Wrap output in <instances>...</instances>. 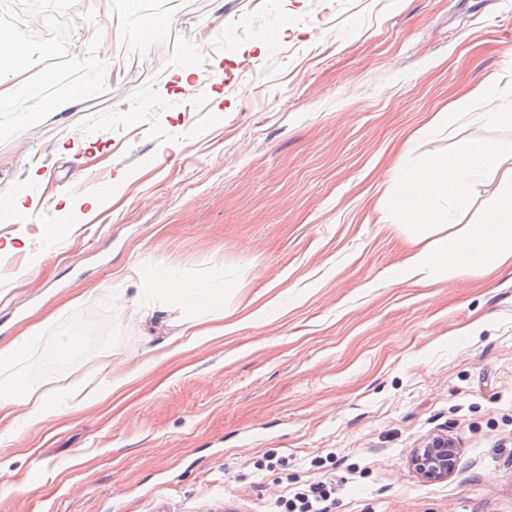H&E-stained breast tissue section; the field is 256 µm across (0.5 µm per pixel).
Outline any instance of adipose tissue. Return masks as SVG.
Masks as SVG:
<instances>
[{
    "label": "adipose tissue",
    "mask_w": 512,
    "mask_h": 512,
    "mask_svg": "<svg viewBox=\"0 0 512 512\" xmlns=\"http://www.w3.org/2000/svg\"><path fill=\"white\" fill-rule=\"evenodd\" d=\"M502 167L499 187L481 222L449 224L443 199L466 208L471 176L488 167ZM390 205L408 236L411 248L393 275L394 283H437L497 268L512 260V139H472L452 154L434 155L419 168H398L391 179ZM164 294L169 309L206 300V313L225 315L224 304L210 289L170 277Z\"/></svg>",
    "instance_id": "adipose-tissue-1"
}]
</instances>
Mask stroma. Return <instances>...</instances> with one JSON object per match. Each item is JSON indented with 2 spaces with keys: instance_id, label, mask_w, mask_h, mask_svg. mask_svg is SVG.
<instances>
[{
  "instance_id": "35a3bbf8",
  "label": "stroma",
  "mask_w": 512,
  "mask_h": 512,
  "mask_svg": "<svg viewBox=\"0 0 512 512\" xmlns=\"http://www.w3.org/2000/svg\"><path fill=\"white\" fill-rule=\"evenodd\" d=\"M41 4L51 52L0 16L31 106L0 100V206H26L0 223V345L26 341L0 391L59 408L0 411V512H273L317 482L331 512H512V266L389 284L409 243L379 215L392 166L512 138L481 118L512 110V0ZM108 51L135 63L107 86ZM76 183L98 207L60 213ZM161 271L227 317L145 318ZM62 336L66 369L31 379ZM436 432L459 462L428 484L409 456ZM106 367H108V372L107 374L111 377V381L110 383L103 389L99 390L98 393H97V396L99 397V399L101 400H104L106 398H108L114 391L120 389L121 387L127 385L132 379H133V374L136 373V372H142V371H147L148 369L151 368V362L150 361H144L140 364L139 368L137 369V371H132L130 373H118V374H113L112 375V364L111 362H106L105 363ZM18 402L28 408L25 415L27 427L41 424L57 409L56 404L34 396L29 389L24 387L13 388L8 394L0 395V409Z\"/></svg>"
}]
</instances>
